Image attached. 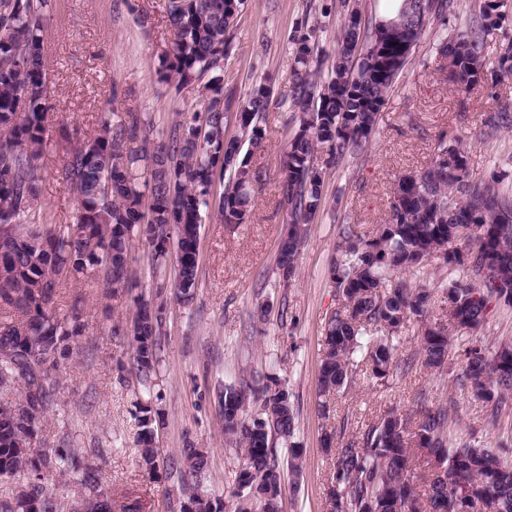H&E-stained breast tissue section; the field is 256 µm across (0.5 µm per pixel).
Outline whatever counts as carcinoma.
Here are the masks:
<instances>
[{
	"mask_svg": "<svg viewBox=\"0 0 512 512\" xmlns=\"http://www.w3.org/2000/svg\"><path fill=\"white\" fill-rule=\"evenodd\" d=\"M244 0H166L173 46L159 56L158 81L202 88V107L177 113L165 138L153 136L147 114L129 109L100 116L88 134L69 127L46 102L43 31L52 0H0V304L14 313L0 324V380L20 377L21 394L31 397L32 412L0 413V477L38 473L44 468L83 470L94 494L78 512H112L115 503L99 489L98 468L68 452L53 456L26 453L23 438L37 437L51 406L58 356L83 335L85 320L74 304L57 312L56 289L89 277L115 296L136 287L129 273L133 241L152 255V276H166L170 251L176 253V287L189 300L198 285L202 213L216 209L222 224L249 218L257 173L242 155L243 140L262 143L260 125L271 101L269 85H255L240 101L224 85V61L231 30ZM349 12L330 54L319 49L318 27L292 38L289 108L296 126L279 158L286 223L293 227L277 266L294 274L303 243V226L324 205V169L338 166L369 140L390 90L420 43L426 21L456 15V0H392L388 14L362 21L349 0ZM498 0H481L478 17L437 45L446 59L449 81L468 92L488 80L512 77V38L498 44V68L482 66L487 33L496 29ZM242 115L241 133L227 134V117ZM490 133L512 128V107L498 105L485 119ZM70 142L56 180L77 200L71 224H52L39 204L43 181L38 160L48 152L51 129ZM323 163L317 164L318 155ZM223 187L214 195L215 185ZM512 194L472 180L463 149L444 140L430 165L399 179L388 220L367 234L345 226L336 242L329 281L340 306L323 329L320 388L337 393L361 371L379 386L392 375L394 338L409 321H419L418 356L407 366L444 372L463 357L459 386L482 403L485 420L495 424L512 414V344L490 351L473 341L492 304L512 305ZM464 243L458 248L456 244ZM433 251L448 266L461 268L462 280L440 288L399 284L385 287L396 272L424 273ZM442 295L443 316L429 320L435 296ZM163 307L137 305L133 360L143 382L156 373L162 351ZM224 409V434L239 447L242 464L231 495L235 512H280L283 487L278 442L293 438L295 415L288 388L275 379L218 395ZM260 413H247L248 400ZM422 407L416 418L392 406L345 442L324 432L333 483L329 512H512V463L501 451L458 444L452 413L444 403ZM141 466L158 467L156 418L152 408L136 405ZM207 464L206 452L182 451L177 469L184 490L195 488ZM40 512H57V502L32 483L0 512H28L31 497ZM119 512H135L122 504Z\"/></svg>",
	"mask_w": 512,
	"mask_h": 512,
	"instance_id": "cac0c4a2",
	"label": "carcinoma"
}]
</instances>
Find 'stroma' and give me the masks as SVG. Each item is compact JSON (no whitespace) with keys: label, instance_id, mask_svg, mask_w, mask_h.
Listing matches in <instances>:
<instances>
[{"label":"stroma","instance_id":"35a3bbf8","mask_svg":"<svg viewBox=\"0 0 512 512\" xmlns=\"http://www.w3.org/2000/svg\"><path fill=\"white\" fill-rule=\"evenodd\" d=\"M333 2L246 0L237 19L224 83L244 97L255 83L271 80L275 103L261 118L266 132L261 147H243L259 174L255 206L244 224H223L212 214L205 218L193 300L178 298L171 280L152 278L147 247L130 249L137 293L166 308L165 345L149 397L163 419L156 471L141 467L135 445L140 427L134 402L143 385L131 370L134 295L104 296L89 279L56 290V307L65 312L79 305L86 327L52 373L53 403L35 444L49 455L66 448L93 457L102 486L118 503H139L142 512H179L186 496L171 465L192 446L208 455L199 494L233 512L231 492L241 456L224 435L217 391L259 375L286 382L297 423L294 439L303 450L300 474L283 472L282 512H325L332 470L324 432L350 439L387 406L416 412L421 391L430 400L448 402L458 440L512 449V417L495 426L486 423L478 402L455 381L462 366L458 360L447 374L397 372L384 387L370 385L360 374L345 393L327 398L320 392L323 327L338 306L327 270L341 226L355 224L369 232L383 223L398 178L423 170L442 136L465 150L474 179L494 177L512 190V129L490 135L484 126L489 112L512 100V79L465 94L439 69L436 44L470 18L473 0H457L456 19L430 22L364 151L330 170L325 205L308 228L294 275L283 281L277 256L285 209L277 161L294 131L291 39L300 26L318 22L320 47L333 51L344 19ZM328 6L333 12L326 18L322 12ZM172 39L165 0H55L44 30L49 105L62 121L87 131L95 129L101 112L131 107L148 113L154 133L166 136L177 112L194 111L202 103L197 87L179 89L157 80L158 57ZM64 156L57 146L40 161V201L56 224L71 223L76 209L74 195L55 179ZM39 483L58 502L59 512H71L92 493L75 471L45 469Z\"/></svg>","mask_w":512,"mask_h":512}]
</instances>
